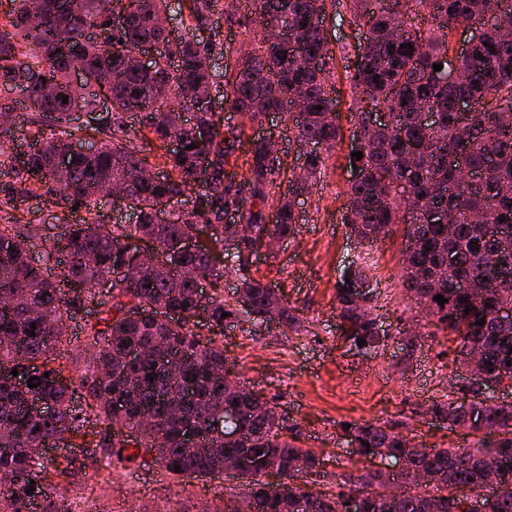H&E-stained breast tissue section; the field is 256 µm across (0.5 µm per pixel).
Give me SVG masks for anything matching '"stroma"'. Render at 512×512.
I'll use <instances>...</instances> for the list:
<instances>
[{"label":"stroma","instance_id":"stroma-1","mask_svg":"<svg viewBox=\"0 0 512 512\" xmlns=\"http://www.w3.org/2000/svg\"><path fill=\"white\" fill-rule=\"evenodd\" d=\"M348 17L346 0H335L325 21L335 53L331 82L342 137L312 193L294 200L299 216L296 236L270 251L257 248L247 267L249 275L279 288L297 308L300 330L284 336L271 328L256 335L237 322L221 328L204 322L198 326L202 337L223 345L232 376L262 391L297 433L301 446L324 457L322 483L331 490L339 474L387 466L384 460L353 453L340 423L377 420L426 448H463L471 441L466 428H445L426 412L441 396L462 398L470 380L458 341L410 301L402 286V234L371 247L357 243L344 222L355 129L349 112L356 93L349 74L365 36ZM27 189L14 175L0 174V200L11 197L10 213L19 224L49 237L56 234L60 221L83 219V212L36 203ZM365 253L372 263L373 312L384 331L380 346L368 352L344 337L335 300L340 270ZM111 305V289L100 288L93 304L74 312L68 322L69 340L60 348L66 375H81L84 362L79 350L86 326L105 316ZM70 454L83 469L70 478L63 500L74 503L79 512H200L205 506L223 507L239 489L238 480L225 475L177 479L154 467L117 460L106 467L91 444L71 449Z\"/></svg>","mask_w":512,"mask_h":512}]
</instances>
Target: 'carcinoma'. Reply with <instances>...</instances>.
Listing matches in <instances>:
<instances>
[{
    "instance_id": "carcinoma-1",
    "label": "carcinoma",
    "mask_w": 512,
    "mask_h": 512,
    "mask_svg": "<svg viewBox=\"0 0 512 512\" xmlns=\"http://www.w3.org/2000/svg\"><path fill=\"white\" fill-rule=\"evenodd\" d=\"M62 2L12 0L0 22V87L17 92L38 113L28 147L0 149V167L29 184L33 197L78 205L89 215L101 204L102 187L120 181L123 206L135 222L66 223L42 242L9 221L0 224V298L9 297L0 303V512H61L53 479L72 477L77 461L61 456L46 465L40 449L67 446L100 421L104 429L95 447L109 459L119 457L125 432L142 411L151 414L154 431L137 443L129 461L196 479L221 471L224 458L242 455V489L224 512H289L291 501L302 502L303 512H349L345 502L354 495L360 512H471L463 491H483L491 473L498 478V486L489 489L491 512H512V402L480 398L473 424L472 406L451 398L432 402L428 411L434 418L474 435L465 448H418L377 422H353L343 436L361 456L401 459L406 491L388 496L377 471L346 472L336 491H323L316 488L321 456L288 437L284 420L261 392L240 380L226 385L224 347L195 332L197 280L218 281L243 270L261 237L286 239L298 224L292 201L277 195L281 157L264 140L248 138L245 123L269 114L293 123L304 157L289 180L296 195L312 193L339 138L338 125L328 119L336 98L328 87L333 51L324 31L326 0H247L243 9L236 0L227 7L222 0H188L189 32L180 35L161 25L168 0H70L66 10ZM348 2L351 19L366 28L350 77L362 92L356 108L360 141L351 150L363 157H349L365 177L345 190L346 224L351 234L371 242L404 225L403 288L409 297L438 317L461 349L480 353L476 367L493 385L512 383V319L497 316L512 309V289L493 284L497 269L512 275V247H504L512 243V125L496 119L500 106H512V41L499 35L502 27H512V0ZM413 10L427 13L431 25L408 24L405 16ZM216 14L238 28L251 48L235 53L219 40L195 38L194 31ZM484 18L480 38L457 60L464 79L448 83L435 77L433 65H448L452 31ZM109 26L108 45L93 40L91 32ZM271 26L286 30L314 65L302 69L293 55L269 44ZM395 28L400 35L393 34ZM153 46L162 50L152 72L134 66L136 51ZM217 54L224 58V99L244 120L225 129L204 99L214 85L211 59ZM104 57L112 98L105 112L96 93L69 89L74 70L83 72L87 85L97 84ZM48 87L58 89L59 97L44 96ZM78 112L114 133L125 130L124 115L134 114L151 138L140 146L90 142L87 152L74 153L77 138L69 124ZM180 112L195 114L194 121L178 122ZM374 112L388 113L389 123L374 125ZM46 124L63 128L61 135L44 136ZM173 141L179 148H169ZM153 146L162 150L157 163L147 155ZM237 149L243 179L238 188L224 183ZM67 154L63 166L59 158ZM453 157L474 175L463 193L454 190ZM150 169L158 176L147 177ZM188 194L196 202L185 210ZM407 197L415 207L409 220L403 209ZM160 204L169 206L165 223L156 219ZM267 207L274 210L272 224L264 220ZM435 208L452 216L451 225L432 224ZM229 211L249 231L239 234L233 227L224 237L219 228ZM201 224L213 229L210 240L185 249ZM227 239L235 242L231 251L225 249ZM136 240L162 260L179 258L176 270L140 267L130 251ZM40 245L47 258L54 252L66 256L55 278L33 258ZM118 264L127 265L129 275L112 284L111 314L101 318L103 328L87 331L82 352L90 355L92 368L75 383L51 366L61 327L71 310L94 302L97 286ZM369 267L364 258L352 261L339 275L335 298L349 339H364L362 348L370 350L379 346L380 333L368 307ZM439 294L448 299L442 306L434 300ZM296 312L276 288L244 274L232 302L214 295L207 305L216 326L233 319L255 334L272 325L284 336L298 331ZM133 350L140 357L127 359ZM14 369L39 386L13 384ZM77 393L92 402L95 419L75 405ZM35 400L53 412L40 413L32 407ZM258 400L269 409L254 415L250 407ZM190 433L205 449L183 447ZM417 470L426 473L427 484L414 485Z\"/></svg>"
}]
</instances>
